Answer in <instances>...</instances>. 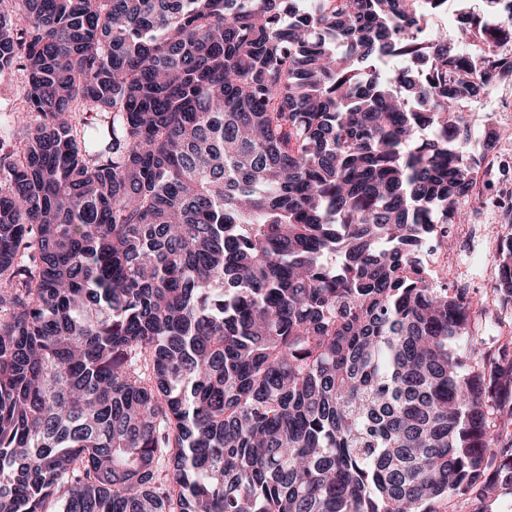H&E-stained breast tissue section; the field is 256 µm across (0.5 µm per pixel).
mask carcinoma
<instances>
[{
	"label": "carcinoma",
	"instance_id": "cac0c4a2",
	"mask_svg": "<svg viewBox=\"0 0 512 512\" xmlns=\"http://www.w3.org/2000/svg\"><path fill=\"white\" fill-rule=\"evenodd\" d=\"M457 2L0 0V512L512 495V237L496 306L421 262L512 79V0ZM25 79L20 71H5L0 74V110L21 109L24 105Z\"/></svg>",
	"mask_w": 512,
	"mask_h": 512
}]
</instances>
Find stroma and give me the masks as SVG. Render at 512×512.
<instances>
[{
	"mask_svg": "<svg viewBox=\"0 0 512 512\" xmlns=\"http://www.w3.org/2000/svg\"><path fill=\"white\" fill-rule=\"evenodd\" d=\"M466 122L474 132L487 122L499 128L501 137L495 149L481 163L482 169L495 170L497 176L479 178L477 196L460 205L454 238L448 248L437 250L435 271L449 289L488 295L498 275L495 248L502 238L512 236V216L504 217L501 209L490 203L501 186L512 187V82L492 85L470 106Z\"/></svg>",
	"mask_w": 512,
	"mask_h": 512,
	"instance_id": "stroma-1",
	"label": "stroma"
}]
</instances>
